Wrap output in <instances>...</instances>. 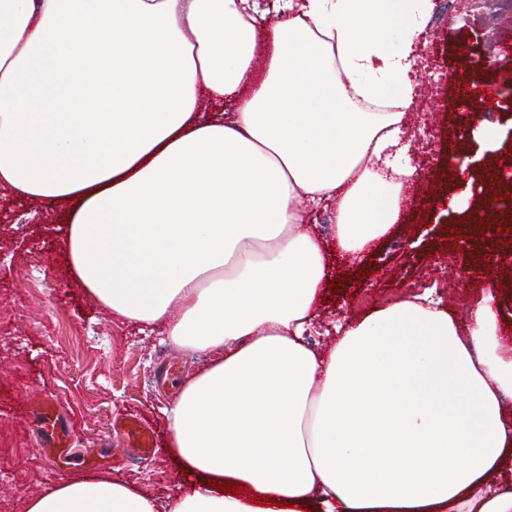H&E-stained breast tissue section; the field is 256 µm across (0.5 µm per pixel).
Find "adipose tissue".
I'll return each mask as SVG.
<instances>
[{
	"label": "adipose tissue",
	"instance_id": "ef3b65f1",
	"mask_svg": "<svg viewBox=\"0 0 512 512\" xmlns=\"http://www.w3.org/2000/svg\"><path fill=\"white\" fill-rule=\"evenodd\" d=\"M259 2L0 0V187L60 208L113 316L207 356L163 410L185 485L167 507L89 473L25 512H512L495 292L465 326L405 300L305 341L330 253H368L416 173L431 0H275L265 30ZM328 201L332 248L306 213Z\"/></svg>",
	"mask_w": 512,
	"mask_h": 512
}]
</instances>
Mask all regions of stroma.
I'll return each mask as SVG.
<instances>
[{"label":"stroma","instance_id":"obj_1","mask_svg":"<svg viewBox=\"0 0 512 512\" xmlns=\"http://www.w3.org/2000/svg\"><path fill=\"white\" fill-rule=\"evenodd\" d=\"M422 46L433 75L417 125L409 127L419 149L411 158L418 174L406 188L413 206L378 240L359 267L334 261L329 290L318 310L324 328L431 291L454 315L488 288H498L504 316L512 322V265L494 275L470 268V247L447 218L440 194L448 168V125L469 64H486L484 77L512 97V11L490 12L482 0L453 7L432 0ZM58 213L47 204L0 189V512H23L26 500L55 481L42 431L25 393L57 400L68 430L71 473L83 460L121 447L114 420L133 415L165 438L163 407L175 398L163 386L167 359L183 373L196 372L203 356L170 346L160 332L112 318L73 279L62 250ZM112 476L137 483L160 501L182 485L164 451L142 460L115 458Z\"/></svg>","mask_w":512,"mask_h":512}]
</instances>
